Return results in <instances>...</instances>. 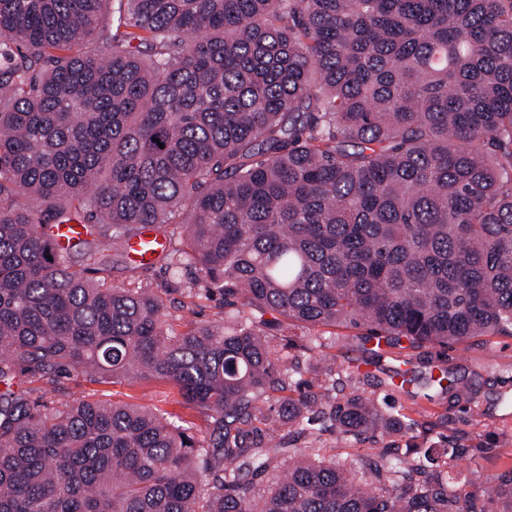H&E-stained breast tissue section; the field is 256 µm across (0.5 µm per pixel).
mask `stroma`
Masks as SVG:
<instances>
[{"mask_svg": "<svg viewBox=\"0 0 512 512\" xmlns=\"http://www.w3.org/2000/svg\"><path fill=\"white\" fill-rule=\"evenodd\" d=\"M110 260L107 277L111 284L163 289L168 321L173 327H180L187 319L227 324L223 296L193 288L197 276L194 267L184 268L175 278L161 264L149 269L133 267L116 247L110 252ZM293 334L304 339L315 336L321 339L320 347L310 351L289 349V362L299 363L303 368L320 365L326 358L340 364L350 360L361 363L369 356L358 328H297ZM410 360L411 370L419 373L433 365L448 367L468 387V396L427 399L413 396L396 385L376 388L367 380L359 383V390L375 393L385 410L417 420L413 430L415 443H433L444 436L450 445L464 449V456L448 466L449 488L464 484L478 488L512 469V337L476 336L447 348L428 345L411 350ZM25 384L33 388L35 395L54 405L90 396L155 406L177 423L196 428L201 425L200 416L184 406L176 388L164 382L112 384L77 369L57 377L51 384L36 377L26 378ZM480 444L492 447V454H474V447ZM316 445L322 448L325 457L344 463L363 454L381 452L385 442L380 439L357 443L327 431L318 433Z\"/></svg>", "mask_w": 512, "mask_h": 512, "instance_id": "stroma-1", "label": "stroma"}]
</instances>
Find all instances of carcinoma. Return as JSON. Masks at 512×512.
Returning <instances> with one entry per match:
<instances>
[{
  "instance_id": "1",
  "label": "carcinoma",
  "mask_w": 512,
  "mask_h": 512,
  "mask_svg": "<svg viewBox=\"0 0 512 512\" xmlns=\"http://www.w3.org/2000/svg\"><path fill=\"white\" fill-rule=\"evenodd\" d=\"M111 3L0 0V512H512L511 470L448 491L459 449L400 448L418 421L343 393L359 366L307 392L275 340L512 336V0H120L115 26ZM71 221L104 238L81 272L45 236ZM177 223L158 261L232 325L175 332L160 290L104 276L112 241ZM72 369L168 382L204 429L19 383ZM395 377L461 394L446 367ZM315 420L390 445L280 475Z\"/></svg>"
}]
</instances>
